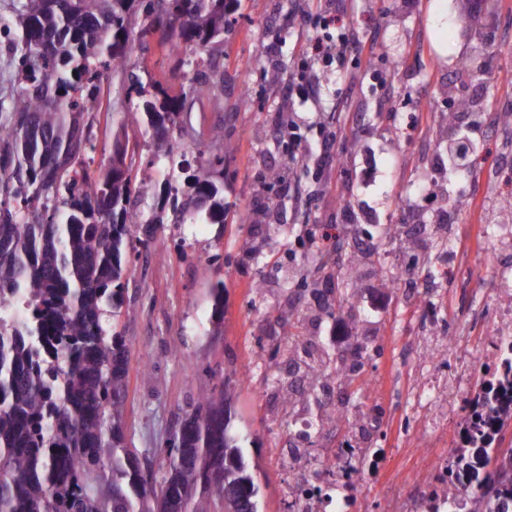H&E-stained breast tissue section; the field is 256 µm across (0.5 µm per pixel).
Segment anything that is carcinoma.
<instances>
[{
    "label": "carcinoma",
    "mask_w": 512,
    "mask_h": 512,
    "mask_svg": "<svg viewBox=\"0 0 512 512\" xmlns=\"http://www.w3.org/2000/svg\"><path fill=\"white\" fill-rule=\"evenodd\" d=\"M237 0H23L18 85L0 112V512H249L257 490L228 432L229 385L200 396L175 433L166 475L148 481L125 446L122 407L129 352L106 317L121 313L125 256L135 233L163 218L130 207L131 179L117 150L95 177L90 115L104 72L133 55L130 25L169 16L186 65L211 70ZM146 129L177 150L172 134L187 96L148 94L131 76ZM168 186L180 221L224 218V189L194 174Z\"/></svg>",
    "instance_id": "cac0c4a2"
}]
</instances>
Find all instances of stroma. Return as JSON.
<instances>
[{"label":"stroma","instance_id":"obj_1","mask_svg":"<svg viewBox=\"0 0 512 512\" xmlns=\"http://www.w3.org/2000/svg\"><path fill=\"white\" fill-rule=\"evenodd\" d=\"M505 0H339L359 32L379 33L375 56L336 72L318 69L321 92L294 104L286 78L311 31L301 14L320 0H240L213 58L224 86L197 82L186 49L166 32L135 37L130 69L144 86L177 95L192 89L176 163L223 183L220 224L179 223L163 212L169 177L151 134L141 133L138 99L115 74L101 82L94 120L96 167L108 166L118 132L137 137L131 203L163 212L156 233L126 257V290L116 330L130 351L123 409L125 442L161 479L160 451L201 394L231 380L229 432L259 488L258 512H284L285 469L277 450L304 441L335 448L351 436L334 412L369 408L381 415L377 447L411 461L421 444L447 452L453 427L421 435L407 424L415 366L428 343L459 337L483 342L492 325L512 246L481 264L482 229L512 225V40L496 27L471 35L460 24L472 7L508 21ZM20 0H0V106L17 88L13 45ZM488 66L477 79L460 61ZM306 146L288 158V123ZM484 129L474 151L447 168L449 137ZM337 135L338 166L315 175L322 136ZM212 142V154L197 145ZM248 221H240V214ZM460 245L448 263L447 244ZM346 279L351 306L332 289ZM224 290L216 313L215 288ZM352 325L350 346L336 347L337 324ZM329 352L338 371L360 365L372 390L335 386L314 402L288 359L313 362ZM321 420L303 435L297 415Z\"/></svg>","mask_w":512,"mask_h":512}]
</instances>
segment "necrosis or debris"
<instances>
[{
  "mask_svg": "<svg viewBox=\"0 0 512 512\" xmlns=\"http://www.w3.org/2000/svg\"><path fill=\"white\" fill-rule=\"evenodd\" d=\"M457 352L463 355L459 367L446 376L435 373L441 358ZM421 362L423 387L414 396L421 425L434 434L450 421L455 435L447 454L425 461L424 472L395 471L386 512H501V501L490 491L472 492L448 470L470 460L472 449L485 448L498 473L512 477V457L500 448L502 428L512 424V299L501 307L483 345L434 344ZM278 462L288 471L287 512H359L366 475L387 457L366 450L355 437L321 457L292 448Z\"/></svg>",
  "mask_w": 512,
  "mask_h": 512,
  "instance_id": "4bbe7bcc",
  "label": "necrosis or debris"
}]
</instances>
